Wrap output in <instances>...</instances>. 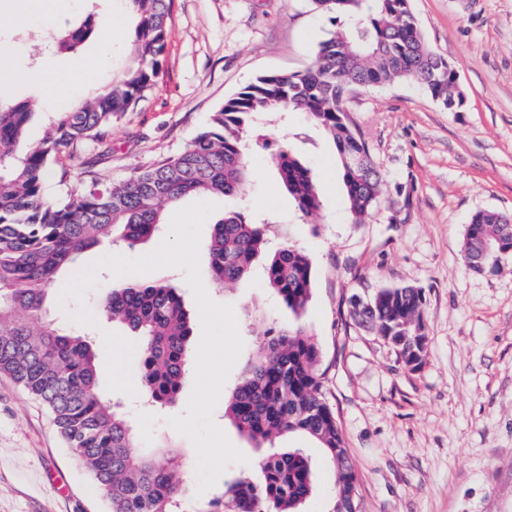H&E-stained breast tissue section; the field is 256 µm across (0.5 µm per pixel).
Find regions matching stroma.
Segmentation results:
<instances>
[{
    "label": "stroma",
    "mask_w": 512,
    "mask_h": 512,
    "mask_svg": "<svg viewBox=\"0 0 512 512\" xmlns=\"http://www.w3.org/2000/svg\"><path fill=\"white\" fill-rule=\"evenodd\" d=\"M427 45L457 71L465 101L456 111L409 82L359 88L348 118L384 176L365 223L352 220L336 149L300 112L263 115L249 136L251 178L244 199L216 197L202 230L209 242L225 211L246 206L269 222L274 241L311 258V297L294 317L265 286V259L232 287L212 281L210 297L232 305L244 347L258 350L253 316L280 328L303 325L321 354L324 390L360 481L361 512H512V259L478 273L462 256L471 217L512 215V0H411ZM93 16L94 34L75 54L50 50L53 33ZM136 21L127 0H65L48 13L27 0H0V67L16 75L0 97L36 114L26 137L41 140L56 111L42 85L74 87L71 57L102 65V86L129 66ZM336 28L311 0H173L162 72L134 112L102 145L71 160L77 180L124 179L183 150L226 99L267 72H301ZM299 158L320 189L317 215L304 217L282 188L272 156ZM423 288L428 352L415 371L350 316L352 295L384 286ZM189 390L166 410L144 395L119 394L138 444L165 443L195 468L190 441L172 429ZM0 512H108L95 480L72 456L50 412L0 375Z\"/></svg>",
    "instance_id": "stroma-1"
}]
</instances>
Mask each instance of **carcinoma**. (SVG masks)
Returning <instances> with one entry per match:
<instances>
[{"label": "carcinoma", "mask_w": 512, "mask_h": 512, "mask_svg": "<svg viewBox=\"0 0 512 512\" xmlns=\"http://www.w3.org/2000/svg\"><path fill=\"white\" fill-rule=\"evenodd\" d=\"M137 17L134 57L123 74L97 96L62 112L38 142L25 137L34 115L29 103L0 101V374L9 376L51 412L76 461L96 481L109 512H183L188 473L161 446L141 451L124 412L99 390L97 354L86 337L59 329L47 298L60 272L78 270L77 255L103 242L133 248L163 227V210L192 195L241 197L248 182L246 142L263 112H302L332 140L354 222L362 224L380 200L383 177L367 142L348 119L353 88L410 81L449 111L458 109L457 74L425 42L410 0H311L315 10L350 20L319 44L310 67L299 74L265 73L226 100L209 125L178 154L135 169L118 183H70L51 200L46 181L57 156L73 158L86 143L103 142L112 124L134 111L158 82L171 17V0H128ZM94 32L92 15L54 37L74 51ZM282 184L299 211L320 208L310 170L286 147L274 154ZM269 227L243 211H230L213 226L208 254L212 277L229 287L245 278L255 258L269 253L266 287L294 314L311 296L313 265L284 242L268 251ZM494 249L484 251L486 244ZM512 255V218L496 212L471 217L463 241L470 267L494 268ZM425 296L413 285L381 287L353 319L375 328L404 368L419 369L427 356ZM106 318L139 338L142 385L148 399L166 407L182 391L192 337V318L178 288L164 283H127L100 303ZM257 355L243 366L226 417L255 447L300 434L315 442L334 473L328 512H358L359 479L326 401L320 351L297 325L258 324ZM262 481L239 474L206 512H305L314 490L315 467L306 448H279L257 459Z\"/></svg>", "instance_id": "1"}]
</instances>
